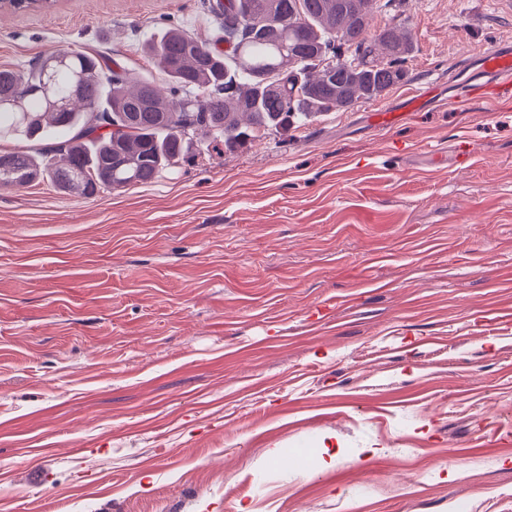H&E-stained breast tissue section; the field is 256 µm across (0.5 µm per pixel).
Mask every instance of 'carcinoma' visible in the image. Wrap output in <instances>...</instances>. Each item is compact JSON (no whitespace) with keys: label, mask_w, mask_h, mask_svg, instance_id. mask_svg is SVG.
I'll return each mask as SVG.
<instances>
[{"label":"carcinoma","mask_w":512,"mask_h":512,"mask_svg":"<svg viewBox=\"0 0 512 512\" xmlns=\"http://www.w3.org/2000/svg\"><path fill=\"white\" fill-rule=\"evenodd\" d=\"M381 0H212L229 53L170 28L145 50L169 90L130 81L81 51H51L21 75L0 69V136L50 142L0 151V186L48 180L95 196L153 182L179 165L194 136L234 153L265 131H286L371 99L406 74L407 35L372 38Z\"/></svg>","instance_id":"cac0c4a2"}]
</instances>
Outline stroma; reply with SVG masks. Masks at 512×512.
I'll use <instances>...</instances> for the list:
<instances>
[{
	"label": "stroma",
	"mask_w": 512,
	"mask_h": 512,
	"mask_svg": "<svg viewBox=\"0 0 512 512\" xmlns=\"http://www.w3.org/2000/svg\"><path fill=\"white\" fill-rule=\"evenodd\" d=\"M208 2L0 10V69L161 86L145 42L219 39ZM388 25L413 50L376 98L92 198L0 187V512H512V92L462 99L512 12Z\"/></svg>",
	"instance_id": "stroma-1"
}]
</instances>
